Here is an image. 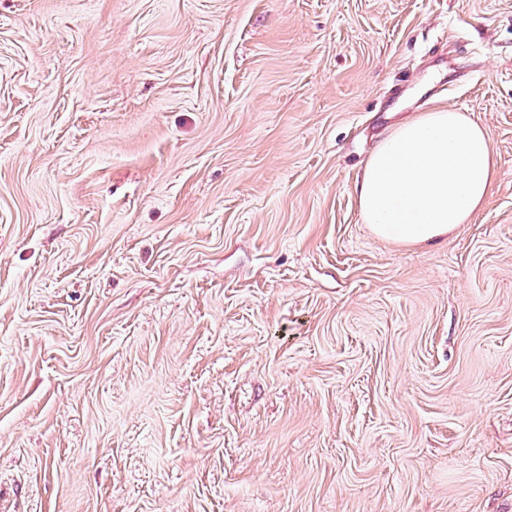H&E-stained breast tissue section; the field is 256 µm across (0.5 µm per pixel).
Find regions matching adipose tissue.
Masks as SVG:
<instances>
[{"label":"adipose tissue","mask_w":512,"mask_h":512,"mask_svg":"<svg viewBox=\"0 0 512 512\" xmlns=\"http://www.w3.org/2000/svg\"><path fill=\"white\" fill-rule=\"evenodd\" d=\"M495 178L486 130L441 107L399 123L377 144L356 196L363 222L377 237L430 245L471 222Z\"/></svg>","instance_id":"adipose-tissue-1"}]
</instances>
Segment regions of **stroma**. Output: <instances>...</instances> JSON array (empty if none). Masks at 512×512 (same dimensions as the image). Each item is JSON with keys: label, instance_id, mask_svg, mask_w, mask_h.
<instances>
[{"label": "stroma", "instance_id": "obj_1", "mask_svg": "<svg viewBox=\"0 0 512 512\" xmlns=\"http://www.w3.org/2000/svg\"><path fill=\"white\" fill-rule=\"evenodd\" d=\"M441 106L494 190L379 239ZM0 512H512V0H0ZM496 178L486 130L449 107L418 112L382 139L356 185L364 224L379 238L430 245L469 224Z\"/></svg>", "mask_w": 512, "mask_h": 512}]
</instances>
